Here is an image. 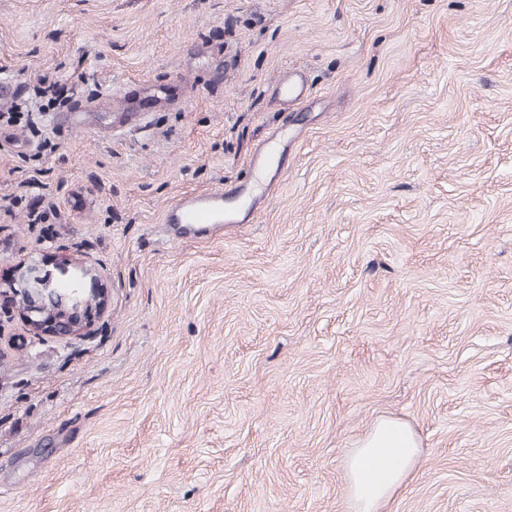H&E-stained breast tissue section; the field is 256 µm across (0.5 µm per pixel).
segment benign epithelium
Returning <instances> with one entry per match:
<instances>
[{"mask_svg": "<svg viewBox=\"0 0 512 512\" xmlns=\"http://www.w3.org/2000/svg\"><path fill=\"white\" fill-rule=\"evenodd\" d=\"M57 267L62 275L78 272L80 282L71 280L65 288L51 270L32 259L17 266L13 278L0 285V321L17 317L26 328V335L18 339L19 348L46 337L88 336L96 315L108 306L109 291L98 270L76 264L65 253L59 255ZM88 279L96 287H85Z\"/></svg>", "mask_w": 512, "mask_h": 512, "instance_id": "benign-epithelium-1", "label": "benign epithelium"}]
</instances>
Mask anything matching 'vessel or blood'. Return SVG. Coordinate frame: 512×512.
<instances>
[{"instance_id": "b4317fda", "label": "vessel or blood", "mask_w": 512, "mask_h": 512, "mask_svg": "<svg viewBox=\"0 0 512 512\" xmlns=\"http://www.w3.org/2000/svg\"><path fill=\"white\" fill-rule=\"evenodd\" d=\"M284 103L298 101L307 91L299 74L285 73L277 84ZM288 137L287 129L278 130L271 141L260 148L250 160L251 178L234 195L225 194L217 187L207 191L186 193L169 205L163 222L171 229L172 242H180L184 235L197 233L212 225L246 224L253 212V202L264 185L270 167L278 162L282 143Z\"/></svg>"}]
</instances>
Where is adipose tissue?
<instances>
[{"label": "adipose tissue", "mask_w": 512, "mask_h": 512, "mask_svg": "<svg viewBox=\"0 0 512 512\" xmlns=\"http://www.w3.org/2000/svg\"><path fill=\"white\" fill-rule=\"evenodd\" d=\"M420 459L415 428L398 417L379 418L346 457L347 493L354 512H387L414 478Z\"/></svg>", "instance_id": "obj_1"}]
</instances>
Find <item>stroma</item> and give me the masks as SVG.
<instances>
[{"mask_svg": "<svg viewBox=\"0 0 512 512\" xmlns=\"http://www.w3.org/2000/svg\"><path fill=\"white\" fill-rule=\"evenodd\" d=\"M45 72L190 95L0 130V195L61 215L0 213V271L66 247L111 287L87 338L0 329V512H351L382 416L422 440L388 512H512V0H0V79ZM284 123L253 223L170 241ZM279 96L285 104L298 101L307 91L302 77L297 73L287 72L277 84Z\"/></svg>", "mask_w": 512, "mask_h": 512, "instance_id": "obj_1", "label": "stroma"}]
</instances>
